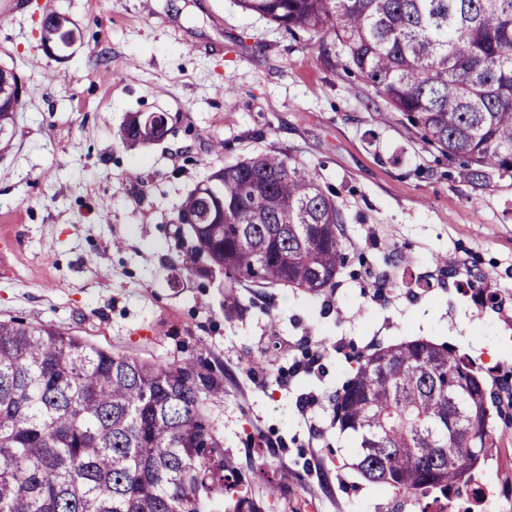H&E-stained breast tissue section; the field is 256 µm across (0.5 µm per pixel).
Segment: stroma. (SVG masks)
<instances>
[{"label":"stroma","mask_w":512,"mask_h":512,"mask_svg":"<svg viewBox=\"0 0 512 512\" xmlns=\"http://www.w3.org/2000/svg\"><path fill=\"white\" fill-rule=\"evenodd\" d=\"M19 2L0 22V68L21 81L14 145L0 156V319L145 361L193 360L224 391L205 413L260 507L419 512L349 468L336 392L351 349L409 337L512 380V175L475 187L336 52L236 0ZM52 11L78 36L61 57L41 41ZM134 112L169 113L167 137L126 148ZM260 150L314 170L346 217L345 266L322 295L231 292L206 257L182 265L183 197ZM383 280L399 287L379 298ZM494 426L471 485L505 492L512 420Z\"/></svg>","instance_id":"obj_1"}]
</instances>
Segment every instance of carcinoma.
I'll use <instances>...</instances> for the list:
<instances>
[{
	"mask_svg": "<svg viewBox=\"0 0 512 512\" xmlns=\"http://www.w3.org/2000/svg\"><path fill=\"white\" fill-rule=\"evenodd\" d=\"M288 30L334 37L369 80L469 182L512 173V0H237ZM19 77L0 76V153L14 136ZM166 112L131 116L121 140L170 131ZM194 249L229 288L311 296L345 263V215L316 175L282 153L224 165L178 210ZM336 394V429L368 484L417 503L459 492L493 446L500 395L481 368L426 338L377 346ZM220 386L191 360L155 364L53 325L0 320V512H210L240 474L204 413Z\"/></svg>",
	"mask_w": 512,
	"mask_h": 512,
	"instance_id": "cac0c4a2",
	"label": "carcinoma"
}]
</instances>
